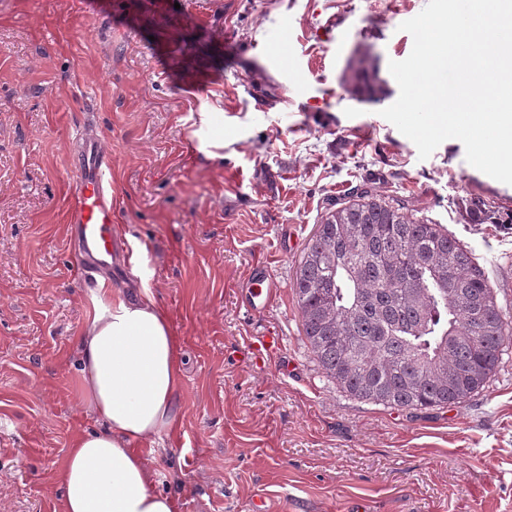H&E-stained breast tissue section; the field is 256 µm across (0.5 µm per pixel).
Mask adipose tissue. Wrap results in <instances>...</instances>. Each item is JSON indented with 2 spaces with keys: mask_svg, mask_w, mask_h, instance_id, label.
<instances>
[{
  "mask_svg": "<svg viewBox=\"0 0 512 512\" xmlns=\"http://www.w3.org/2000/svg\"><path fill=\"white\" fill-rule=\"evenodd\" d=\"M217 118L204 101L192 123L190 140L209 159L224 156ZM127 254L139 288H99L81 334V380L106 428L75 437L58 474L61 512H177L173 498L154 491L155 474L136 444L177 422L179 343L150 287L154 271L144 246L132 243Z\"/></svg>",
  "mask_w": 512,
  "mask_h": 512,
  "instance_id": "1",
  "label": "adipose tissue"
}]
</instances>
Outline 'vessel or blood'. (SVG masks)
I'll use <instances>...</instances> for the list:
<instances>
[{"label": "vessel or blood", "mask_w": 512, "mask_h": 512, "mask_svg": "<svg viewBox=\"0 0 512 512\" xmlns=\"http://www.w3.org/2000/svg\"><path fill=\"white\" fill-rule=\"evenodd\" d=\"M109 168L110 160L97 142L84 140L78 154L68 223L73 262L86 278L110 266L121 247L112 231V207L106 202L104 177Z\"/></svg>", "instance_id": "b4317fda"}]
</instances>
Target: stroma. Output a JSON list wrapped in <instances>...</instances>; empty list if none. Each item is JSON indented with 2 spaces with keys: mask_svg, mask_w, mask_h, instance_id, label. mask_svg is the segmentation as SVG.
Instances as JSON below:
<instances>
[{
  "mask_svg": "<svg viewBox=\"0 0 512 512\" xmlns=\"http://www.w3.org/2000/svg\"><path fill=\"white\" fill-rule=\"evenodd\" d=\"M427 0H0V512L58 507L75 435L103 429L80 382V333L98 283L76 277L67 210L75 138L112 165L113 220L139 241L182 353L174 432L141 443L178 512H512V344L465 403L412 414L350 398L318 368L293 284L317 224L370 183L476 255L512 312V224H474L457 197L512 185L456 139L420 159L382 117L399 96L402 22ZM367 56L385 86L343 82ZM224 111V158L193 151L199 99ZM277 282L249 305L254 265ZM283 344L265 365L248 349ZM344 81L356 96L374 99L382 94L373 65L366 57L351 60L344 74Z\"/></svg>",
  "mask_w": 512,
  "mask_h": 512,
  "instance_id": "obj_1",
  "label": "stroma"
}]
</instances>
